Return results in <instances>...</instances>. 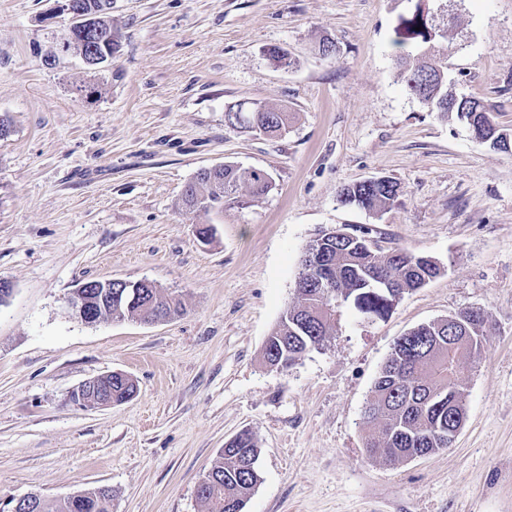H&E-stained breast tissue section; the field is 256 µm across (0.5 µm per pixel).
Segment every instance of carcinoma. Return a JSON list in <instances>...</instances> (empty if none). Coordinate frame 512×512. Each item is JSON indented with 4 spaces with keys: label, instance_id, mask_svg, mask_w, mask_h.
Returning a JSON list of instances; mask_svg holds the SVG:
<instances>
[{
    "label": "carcinoma",
    "instance_id": "carcinoma-1",
    "mask_svg": "<svg viewBox=\"0 0 512 512\" xmlns=\"http://www.w3.org/2000/svg\"><path fill=\"white\" fill-rule=\"evenodd\" d=\"M439 32L436 17L417 6L401 19L396 43L409 48L397 58V74L410 94L429 107L456 113L467 120L477 111L492 113L484 102L460 96L448 102L445 71L430 55L428 45ZM103 46L91 37H77V44L62 38L55 52L98 53ZM276 65L289 68L294 60L280 46L265 49ZM226 125L264 135L286 131L288 113L258 103H240L235 113H225ZM273 179L268 171L239 168L226 163L213 173L199 174L182 193V205L190 210L222 209L245 193L251 198L268 194ZM399 184L373 178L347 185L339 201L348 207L384 211L400 196ZM374 229L359 226L355 239H313L305 253L317 248L324 252L319 266L301 263L305 288L293 305L286 307L279 325L267 337L264 361L287 370L306 352L323 346L336 326V316L349 306L367 321L388 317L403 294L422 287L441 272L431 257L406 249L379 245ZM100 319L136 318L148 323L172 318L184 311L181 299L164 293L156 285L112 289V299L90 295ZM492 326L481 309L461 311L450 318L421 324L399 337L390 357L374 382L373 399L365 421L372 427L367 442L370 455L394 463L414 456H428L452 446L454 431L465 416L467 389L465 375L473 359L484 350ZM112 399L130 398L134 384L120 374L107 380ZM259 447L254 436L243 431L224 444L219 459L201 478L197 498L206 512H243L255 489L259 474ZM22 512H112V490L94 487L59 500L33 496Z\"/></svg>",
    "mask_w": 512,
    "mask_h": 512
}]
</instances>
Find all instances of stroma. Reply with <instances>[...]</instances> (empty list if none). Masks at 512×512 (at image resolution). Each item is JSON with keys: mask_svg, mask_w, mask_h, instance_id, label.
<instances>
[{"mask_svg": "<svg viewBox=\"0 0 512 512\" xmlns=\"http://www.w3.org/2000/svg\"><path fill=\"white\" fill-rule=\"evenodd\" d=\"M416 0H112L120 48L104 70L50 66L69 28L56 0H0V505L109 487L112 512H202L195 488L242 431L260 448L243 512H512V152L474 140L396 76V29ZM447 9L432 52L449 91L491 105L512 132V0ZM336 46L322 55V40ZM279 45L294 64L264 53ZM99 84L96 100L76 87ZM289 113L280 137L233 130L243 102ZM268 171L273 189L222 212L181 204L197 173ZM401 186L375 213L340 189ZM213 235L201 241L199 227ZM380 231L440 275L385 319L342 314L285 371L263 349L306 246L324 229ZM149 279L185 304L143 324H88L69 298L91 280ZM469 308L494 324L467 377L451 447L392 465L366 450L364 411L394 341ZM121 371L137 393L75 405L86 380Z\"/></svg>", "mask_w": 512, "mask_h": 512, "instance_id": "1", "label": "stroma"}]
</instances>
